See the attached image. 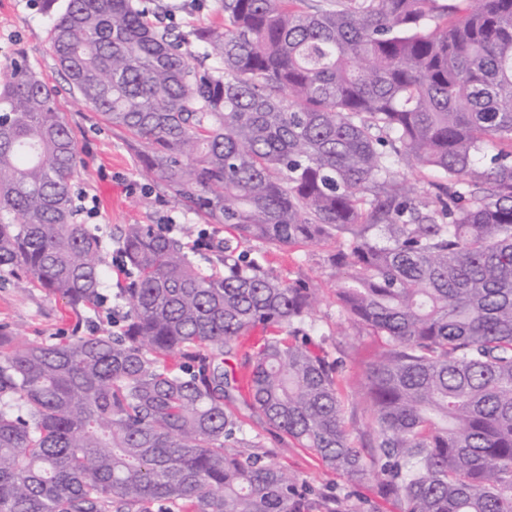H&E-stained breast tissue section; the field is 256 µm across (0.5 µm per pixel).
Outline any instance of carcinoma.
Wrapping results in <instances>:
<instances>
[{"label": "carcinoma", "mask_w": 512, "mask_h": 512, "mask_svg": "<svg viewBox=\"0 0 512 512\" xmlns=\"http://www.w3.org/2000/svg\"><path fill=\"white\" fill-rule=\"evenodd\" d=\"M220 9L188 35L149 0H68L54 19L81 102L231 237L205 275L161 225L127 224L116 331L0 334V512H345L255 452L241 406L350 482L377 468L402 512H512V0ZM55 100L23 60L0 71V278L79 317L107 261L77 221L83 161ZM403 166L447 191L428 200ZM235 240L335 244L341 318L380 340L370 454L313 339L316 290Z\"/></svg>", "instance_id": "carcinoma-1"}]
</instances>
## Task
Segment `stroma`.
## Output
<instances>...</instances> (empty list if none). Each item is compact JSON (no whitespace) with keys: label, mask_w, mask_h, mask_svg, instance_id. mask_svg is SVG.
<instances>
[{"label":"stroma","mask_w":512,"mask_h":512,"mask_svg":"<svg viewBox=\"0 0 512 512\" xmlns=\"http://www.w3.org/2000/svg\"><path fill=\"white\" fill-rule=\"evenodd\" d=\"M172 5L169 17L177 31L190 32L220 20L216 0H159ZM68 0H0V69L12 59L24 58L40 78L57 89L56 108L72 129L83 159L77 185V218L96 225L106 250L116 249L121 229L128 224H170L173 235L191 244L200 230L206 229L216 241H223L224 227L206 224L195 212L176 204L162 186L147 177L132 154L125 136L113 130L100 114L81 104L70 91L64 74L56 64L49 42L55 16ZM328 244L285 248L270 255L266 267L273 275L289 281L305 280L320 289L312 321L318 332L316 342L329 358L341 361L340 387L345 408V425L355 447H362L371 430L370 405L360 387L365 365L379 349L377 337L357 327L337 329L340 318L333 293L334 279L327 258ZM123 275L109 270L104 279V301L100 308L75 316L65 300L31 285L19 290L11 281H0V331H20L27 342H50L71 335L99 332L111 328L112 315L124 311L125 300L117 292ZM264 452L274 454L300 480L318 491L336 493L348 512H400L393 500L378 494L379 478L369 472L361 482L345 479L324 467L306 448L274 432H263Z\"/></svg>","instance_id":"35a3bbf8"}]
</instances>
